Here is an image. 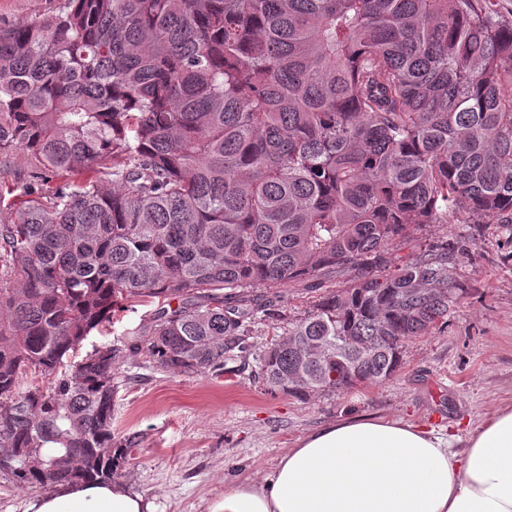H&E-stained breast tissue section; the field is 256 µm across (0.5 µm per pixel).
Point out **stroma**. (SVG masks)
Segmentation results:
<instances>
[{
  "label": "stroma",
  "instance_id": "35a3bbf8",
  "mask_svg": "<svg viewBox=\"0 0 512 512\" xmlns=\"http://www.w3.org/2000/svg\"><path fill=\"white\" fill-rule=\"evenodd\" d=\"M64 0H0V26L33 22ZM43 192L60 185L34 155L16 149L0 155V224L10 223L24 187ZM459 274L470 287L447 325L407 343L392 378L299 401L273 394L250 368L277 332L276 319L256 324L244 356L224 359L221 374L184 376L129 358L117 394L112 428L137 433L133 461L119 477L151 502L154 512H212L224 491L261 479L310 432L356 416L402 420L447 435L456 424L478 425L512 404V244L498 224L478 227L472 257ZM156 308L145 300L92 332L65 358L81 361L93 348L122 341Z\"/></svg>",
  "mask_w": 512,
  "mask_h": 512
}]
</instances>
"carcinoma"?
I'll use <instances>...</instances> for the list:
<instances>
[{
	"label": "carcinoma",
	"instance_id": "carcinoma-1",
	"mask_svg": "<svg viewBox=\"0 0 512 512\" xmlns=\"http://www.w3.org/2000/svg\"><path fill=\"white\" fill-rule=\"evenodd\" d=\"M488 3L67 0L1 27L0 154L65 183L0 225V472L114 480L138 442L112 431L120 361L218 374L288 284L317 296L260 356L268 392L394 376L468 293L473 237L400 254L413 231L512 239V20ZM468 224H433L428 231H417L414 234L417 242H423L425 237H429L435 240H451L460 233L468 230ZM156 308L157 300L152 302L148 298L145 301L133 303L132 307L117 316V320L114 319V323L107 325L100 331H93L77 349L70 351L69 356L64 359L66 365L64 369L69 370L71 366L81 361L95 347L113 343L120 344V341L124 338L123 335L149 321Z\"/></svg>",
	"mask_w": 512,
	"mask_h": 512
}]
</instances>
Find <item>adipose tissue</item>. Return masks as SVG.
Masks as SVG:
<instances>
[{
	"mask_svg": "<svg viewBox=\"0 0 512 512\" xmlns=\"http://www.w3.org/2000/svg\"><path fill=\"white\" fill-rule=\"evenodd\" d=\"M29 512L153 510L115 481L51 488ZM214 512H512V404L445 436L362 417L327 425Z\"/></svg>",
	"mask_w": 512,
	"mask_h": 512,
	"instance_id": "obj_1",
	"label": "adipose tissue"
}]
</instances>
